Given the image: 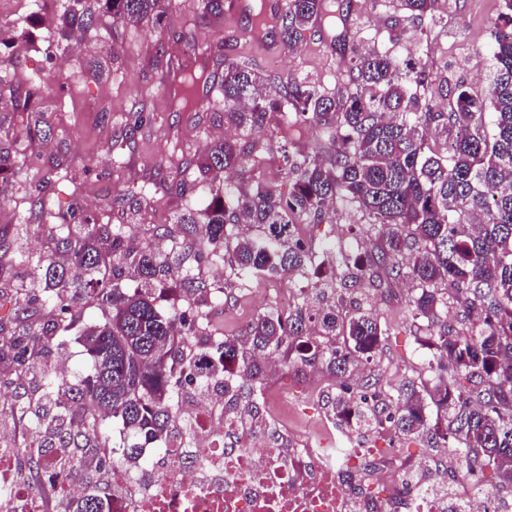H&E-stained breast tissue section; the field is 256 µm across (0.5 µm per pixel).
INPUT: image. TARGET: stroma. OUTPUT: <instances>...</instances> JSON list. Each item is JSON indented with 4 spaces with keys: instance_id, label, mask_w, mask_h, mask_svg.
Instances as JSON below:
<instances>
[{
    "instance_id": "obj_1",
    "label": "stroma",
    "mask_w": 512,
    "mask_h": 512,
    "mask_svg": "<svg viewBox=\"0 0 512 512\" xmlns=\"http://www.w3.org/2000/svg\"><path fill=\"white\" fill-rule=\"evenodd\" d=\"M26 0H0V55L16 67L15 83L32 94L30 109L20 112L10 94L0 95V147L15 159L11 174L0 181V334L10 336L40 329L50 319L38 304L42 270L35 256L53 254L57 228L53 216L75 211L78 224H121L142 245L159 248L176 239L185 245L182 273L197 285H223L224 308L215 317L223 335L242 337L251 321L270 310L277 289L305 291L308 306L334 303L320 295L336 268L329 241L350 250L361 243L360 212L335 200L326 218L307 227L305 246L315 256L306 278L286 275L226 279L225 263H197L192 238L178 224L180 214L203 210L210 200L208 183L180 188L178 169L193 167L198 156L227 131L217 89L225 60L252 63L275 82L296 78L328 91L340 86L345 71L343 52L363 47L386 50L400 61H423L433 70L436 86L426 94L432 111L445 110V95L457 84L482 90L490 59L493 23L500 0H437L433 14L417 21L404 19L397 0H327L341 4L338 24L316 20L295 49L284 48L277 35L269 47L254 43L248 32L251 17L207 12L204 0H164L159 15L136 25L102 16L79 41L59 35L64 6L92 5L94 0H49L40 19L29 16ZM344 50L333 47L336 33ZM206 70L207 102L191 109L175 107L168 86L176 73ZM260 134L236 132L249 155L248 163L225 173L234 188H288L286 156L330 158L328 131L286 122L274 112ZM45 194H38V186ZM44 197L46 216H33L31 205ZM342 317L376 310L390 335L375 360L363 362L365 374L382 390L396 387L410 369L420 368L425 354L416 329L406 317L409 288L396 283L386 290L367 284L346 292ZM30 303L29 317L14 318L17 305ZM278 369L263 368L264 393L287 392L291 409L282 420L284 433L317 434L333 419L328 396L336 386L325 365H303L287 350L276 354ZM41 372L17 380L9 362L0 361V390L10 410L0 419L7 444L20 442L23 428L35 422L22 414Z\"/></svg>"
}]
</instances>
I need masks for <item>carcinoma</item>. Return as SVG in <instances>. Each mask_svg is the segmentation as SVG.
Returning a JSON list of instances; mask_svg holds the SVG:
<instances>
[{"label": "carcinoma", "instance_id": "cac0c4a2", "mask_svg": "<svg viewBox=\"0 0 512 512\" xmlns=\"http://www.w3.org/2000/svg\"><path fill=\"white\" fill-rule=\"evenodd\" d=\"M98 12L116 21L140 23L158 11L161 0H96ZM413 18L434 11L437 0H399ZM332 16L326 0H288L284 13L270 17L257 4L255 28L278 31L284 47L299 43L312 20ZM64 28L86 29L94 14L66 7ZM491 68L484 93L456 88L448 111L424 110L420 88L432 82L426 65L401 69L389 53H356L346 60V89L329 94L302 80L271 86L244 63L224 61L220 89L224 119L254 133L264 131L269 112L287 121L311 124L336 139L330 159L316 155L289 165L288 192L258 188L228 192L211 187V201L198 230L197 262L227 252L243 274L278 275L314 263L296 238L295 218L322 221L328 204L341 196L366 219L356 256L333 243L345 278L375 287L390 279L412 284L409 317L430 333L419 339L428 350L420 370L382 392L373 377L353 383L359 356L377 355L389 329L371 313L343 318L336 307H298L258 315L247 343L226 337L212 353L216 365L239 366L246 380L229 390L261 383L257 352L278 351L290 339L300 363L321 359L340 380L331 401L339 422L357 428L387 426L404 444L431 432L430 407L443 417L445 431L432 432L440 447L451 448L459 465L489 468L512 484V0H502L494 23ZM248 160L226 138L199 158L203 173L218 174ZM240 224L264 226L257 243L236 232ZM57 251L65 263L38 260L45 267L44 305L55 316L52 328L28 337L10 336L0 355L16 373L36 367L55 340V332L76 326L80 313L70 289L82 288L98 302L103 319L77 335L92 364L86 376L51 381L48 392L29 400L38 420L29 448H98L106 420L122 423L127 441L121 459L134 460L139 449L166 439L178 424L172 381L208 380L196 369L188 345L199 312L166 309L154 285L174 280L179 271L152 249H127L125 232L100 225L80 239L60 225ZM134 276L142 287H121ZM320 319L334 345L313 340L307 323ZM94 493L81 497L73 512H101Z\"/></svg>", "mask_w": 512, "mask_h": 512}]
</instances>
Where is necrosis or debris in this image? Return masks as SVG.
<instances>
[{
    "label": "necrosis or debris",
    "instance_id": "obj_1",
    "mask_svg": "<svg viewBox=\"0 0 512 512\" xmlns=\"http://www.w3.org/2000/svg\"><path fill=\"white\" fill-rule=\"evenodd\" d=\"M187 426L167 440L166 461L153 480L125 466H113L112 489L102 499L109 512H440L423 497L414 473L399 466L395 452L375 460L369 479L385 493L351 499L349 465L337 461L324 439L301 436L292 443L254 434L243 427L245 411L214 413L196 401L178 408ZM23 448H0V512H66L84 490L74 479L60 480L54 463H43L31 485L18 477ZM440 483L454 481L455 493L474 512H498L495 492L475 473L441 465Z\"/></svg>",
    "mask_w": 512,
    "mask_h": 512
}]
</instances>
